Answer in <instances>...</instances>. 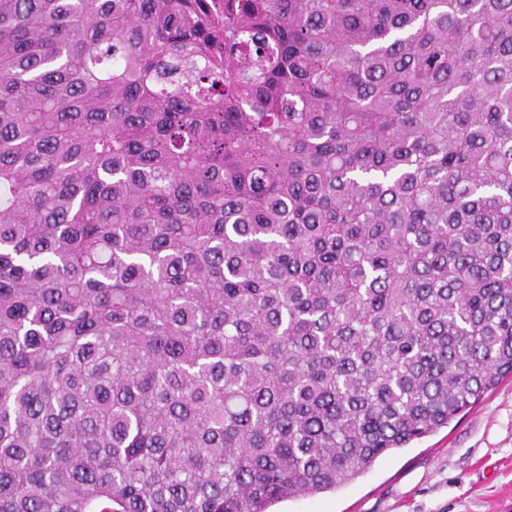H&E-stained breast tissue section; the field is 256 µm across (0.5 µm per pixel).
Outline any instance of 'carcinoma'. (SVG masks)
I'll return each mask as SVG.
<instances>
[{
  "mask_svg": "<svg viewBox=\"0 0 512 512\" xmlns=\"http://www.w3.org/2000/svg\"><path fill=\"white\" fill-rule=\"evenodd\" d=\"M512 378V0H0V512H269Z\"/></svg>",
  "mask_w": 512,
  "mask_h": 512,
  "instance_id": "1",
  "label": "carcinoma"
}]
</instances>
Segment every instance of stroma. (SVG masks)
<instances>
[{
  "label": "stroma",
  "instance_id": "35a3bbf8",
  "mask_svg": "<svg viewBox=\"0 0 512 512\" xmlns=\"http://www.w3.org/2000/svg\"><path fill=\"white\" fill-rule=\"evenodd\" d=\"M272 512H512V379L345 487Z\"/></svg>",
  "mask_w": 512,
  "mask_h": 512
}]
</instances>
